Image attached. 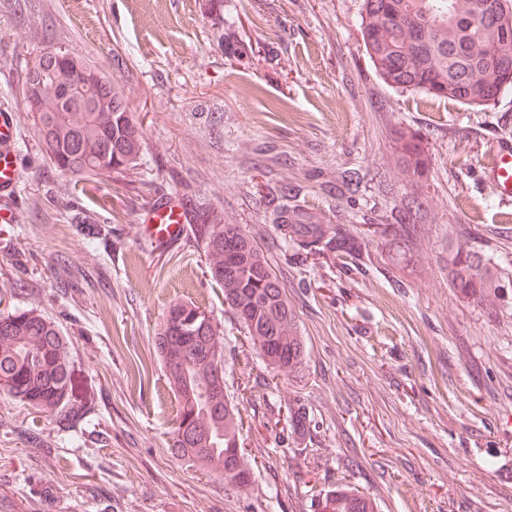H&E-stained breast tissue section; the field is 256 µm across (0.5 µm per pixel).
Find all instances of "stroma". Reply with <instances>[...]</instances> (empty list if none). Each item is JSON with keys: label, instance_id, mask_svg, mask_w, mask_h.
<instances>
[{"label": "stroma", "instance_id": "obj_1", "mask_svg": "<svg viewBox=\"0 0 512 512\" xmlns=\"http://www.w3.org/2000/svg\"><path fill=\"white\" fill-rule=\"evenodd\" d=\"M360 5L0 0V108L21 168L17 221L0 224V311L58 326L87 411L68 429L0 392V512H319L311 483L354 488L375 512H512V288L490 308L448 285V237L463 226L512 273V202L483 179L512 140V90L469 107L387 87ZM57 48L117 88L141 132L137 166L77 181L42 151L22 83ZM403 128L424 142L422 175L393 153ZM347 169L362 180L340 200L331 187ZM167 196L195 226L159 247L142 219ZM408 196L426 207L411 261L377 235L361 273L303 260L273 208L356 228ZM87 216L111 227L94 246ZM217 221L254 237L283 283L307 346L298 372L268 373L212 281L195 227ZM177 301L224 331L249 488L172 451L178 402L154 338Z\"/></svg>", "mask_w": 512, "mask_h": 512}]
</instances>
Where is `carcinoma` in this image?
<instances>
[{
	"label": "carcinoma",
	"mask_w": 512,
	"mask_h": 512,
	"mask_svg": "<svg viewBox=\"0 0 512 512\" xmlns=\"http://www.w3.org/2000/svg\"><path fill=\"white\" fill-rule=\"evenodd\" d=\"M361 40L377 76L403 92H423L470 107L486 106L500 89H512V0H362ZM42 66L26 71L42 101L30 108L42 150L63 174L80 180L106 174L109 166L137 165L141 134L127 115L119 92L106 82L93 87L86 100L60 101L58 88L69 82L65 60L40 57ZM65 111H60V108ZM395 151L405 172L421 175L426 166L423 142L409 129L397 131ZM361 177L342 172L336 195L358 190ZM422 203L402 206L394 224L368 225L372 233L396 244V253L416 241L423 220ZM278 228L296 243L305 258H348L364 264L365 238L345 224H300L279 211ZM202 240L209 256L212 280L224 291L228 305L242 324L266 369L278 376L304 365L306 349L294 311L268 258L253 237L237 224H204ZM448 282L463 299L484 303L506 287L503 271L491 257L448 240ZM182 317L169 315L156 336V348L167 382L178 399V417L190 420L194 437L186 443L173 431L172 448L224 481L246 488L254 470L240 448L241 416L224 393V351L221 328L213 318L184 325L199 307L178 302ZM218 382L210 390L207 382ZM0 389L36 409L64 410L73 423L82 416L67 407L73 390V370L59 328L33 311L0 313ZM321 512H374L371 500L343 485L326 490Z\"/></svg>",
	"instance_id": "obj_1"
}]
</instances>
